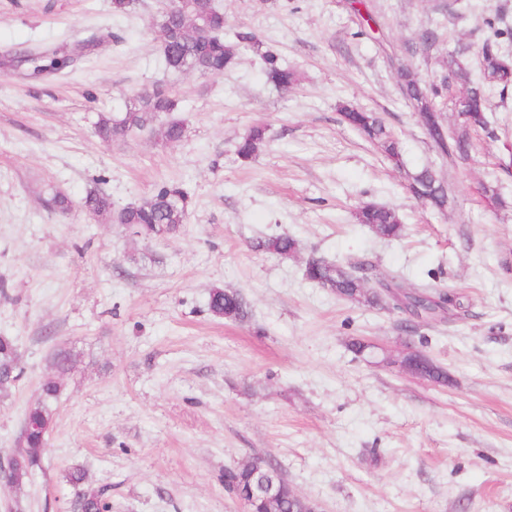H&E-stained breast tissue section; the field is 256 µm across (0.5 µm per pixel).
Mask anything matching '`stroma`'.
Instances as JSON below:
<instances>
[{
	"instance_id": "stroma-1",
	"label": "stroma",
	"mask_w": 512,
	"mask_h": 512,
	"mask_svg": "<svg viewBox=\"0 0 512 512\" xmlns=\"http://www.w3.org/2000/svg\"><path fill=\"white\" fill-rule=\"evenodd\" d=\"M351 2L219 0L226 40L252 30L296 72L284 93L249 51L219 76L166 70L159 0L125 15L112 0H0V56L74 57L40 77L0 66V336L24 368L0 396L1 465L57 376L52 352L76 356L43 466L0 482V512H77L74 465L110 512H244L224 471L255 457L323 512H512V89L489 96L498 139L472 133L470 160L448 161L390 68L398 57L430 84L457 49L473 59L494 38L512 54L483 22L492 12L512 29V0H363L357 13ZM158 80L182 101L183 139L164 142L153 119L100 142L99 114ZM343 104L386 119L402 167L342 122ZM255 125L267 138L245 161L237 145ZM425 167L448 185L445 212L405 188ZM489 181L503 206L486 203ZM172 183L191 207L170 238L134 236L80 206L93 188L119 209ZM55 188L69 212L43 207ZM365 202L395 208L403 236L357 224ZM281 233L296 239L294 257L265 249ZM314 255L371 264L409 291L446 285L463 307L404 333L401 314L309 281ZM215 287L239 293L247 316L214 318ZM354 339L393 363L355 355ZM414 351L448 385L396 365Z\"/></svg>"
}]
</instances>
